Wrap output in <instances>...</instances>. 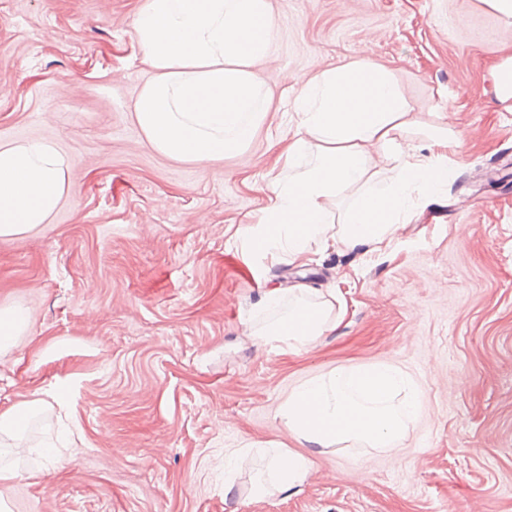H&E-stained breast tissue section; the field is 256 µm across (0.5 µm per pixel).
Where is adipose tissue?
<instances>
[{"instance_id": "adipose-tissue-1", "label": "adipose tissue", "mask_w": 512, "mask_h": 512, "mask_svg": "<svg viewBox=\"0 0 512 512\" xmlns=\"http://www.w3.org/2000/svg\"><path fill=\"white\" fill-rule=\"evenodd\" d=\"M136 39L154 71L135 102L136 121L162 155L199 164L243 151L268 111V89L253 72L277 35L271 0H146ZM299 121L282 153L284 175L267 187L259 224L246 228L249 259L297 263L312 245L343 240L381 249L395 238L412 192L440 195L448 159L421 157L398 133L410 127L407 101L392 75L367 61L322 71L293 102ZM396 163L377 183L371 150ZM70 165L54 144H0V237L46 223L68 193ZM361 192L343 219L331 205L350 187ZM335 298L296 302L286 317L255 330L257 341L290 349L316 344L331 325ZM419 399L400 369L341 366L296 387L279 417L307 452L276 451L274 487L301 484L312 448L359 444L393 448L415 421Z\"/></svg>"}]
</instances>
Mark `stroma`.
<instances>
[{
	"instance_id": "stroma-1",
	"label": "stroma",
	"mask_w": 512,
	"mask_h": 512,
	"mask_svg": "<svg viewBox=\"0 0 512 512\" xmlns=\"http://www.w3.org/2000/svg\"><path fill=\"white\" fill-rule=\"evenodd\" d=\"M144 0H0V143L38 138L71 165L46 224L0 238V306L29 328L0 352V413L29 405L0 480L9 512H512V112L491 66L512 18L484 0H271L255 67L270 109L239 154L158 153L133 104L152 70ZM358 60L388 69L413 121L448 129L446 191L390 247L312 246L305 269L249 262L300 84ZM335 292L342 315L300 351L259 346L273 287ZM405 372L421 408L394 449L316 448L303 482L254 496L277 418L340 366ZM58 460L47 463L42 448ZM248 448L232 490L229 455Z\"/></svg>"
}]
</instances>
